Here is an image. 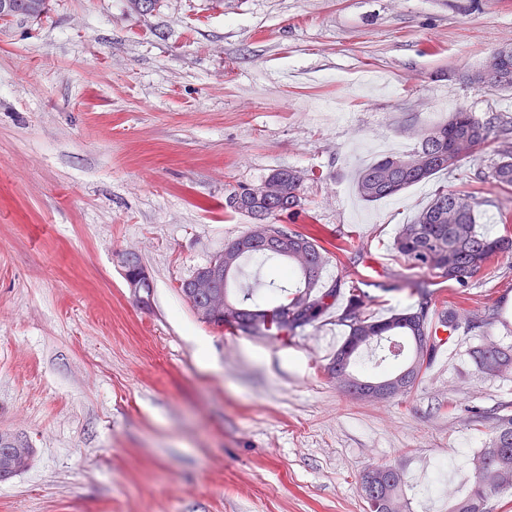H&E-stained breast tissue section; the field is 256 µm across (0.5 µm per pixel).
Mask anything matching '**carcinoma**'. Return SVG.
<instances>
[{"label": "carcinoma", "instance_id": "1", "mask_svg": "<svg viewBox=\"0 0 512 512\" xmlns=\"http://www.w3.org/2000/svg\"><path fill=\"white\" fill-rule=\"evenodd\" d=\"M50 0H0V20L5 25L37 23L47 16ZM505 77L487 86L489 90L512 89V50L506 49ZM512 134L489 118L478 119L474 113L459 107L448 120L426 126L415 134L416 147L406 154L382 157L357 176L356 191L365 201H379L399 194L406 188L426 181L436 174L451 172L463 162L472 160L482 144ZM491 178L499 185L512 187V145L503 148L494 163ZM305 175L295 169L273 171L262 183L273 189L268 195L251 192L240 185L224 198L225 208L250 219L251 231L244 236L245 250L224 251V267L230 268L229 279L220 275L213 279L212 291L226 293L228 318L213 320L205 314L200 321L214 327H230L247 336L286 342L307 326L318 321L343 294L342 281L336 280L327 288L319 287L330 251L312 233H304L276 223L284 214L293 216L303 209ZM475 196L451 190L436 189L433 198L409 224L399 228L394 249L403 257L410 270H425L441 278L467 286L484 265L499 256L512 255V236L491 238L477 227ZM263 257L278 262L279 281L272 283L277 300L260 305L248 294L237 297V282L244 261ZM421 301L415 306L398 309L386 318L368 315L370 296L356 289L348 292L341 320L349 328L347 337L336 350L329 370L336 384L357 399H366L363 382L352 367L358 356L373 347L383 348V358L396 364L376 381H388L403 372L409 379L403 388L391 392L394 399L411 393L429 369L440 345L432 329L440 328L452 339L461 324L475 329L500 315L498 308L488 314L463 307L457 302H442L431 310V298L418 289ZM469 355L476 368L494 377L512 374V346L493 341L472 348ZM34 457V449L21 437L7 439V448L0 451V480L24 472ZM474 481L467 492L448 501V512H485L486 502L512 488V416L501 415L493 429L487 447L469 457ZM389 477L380 485L379 512H404L403 487L405 473L392 464Z\"/></svg>", "mask_w": 512, "mask_h": 512}]
</instances>
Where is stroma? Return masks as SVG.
Instances as JSON below:
<instances>
[{"mask_svg":"<svg viewBox=\"0 0 512 512\" xmlns=\"http://www.w3.org/2000/svg\"><path fill=\"white\" fill-rule=\"evenodd\" d=\"M505 46L512 0H52L38 24H0V436L35 450L0 481V512H365L381 462L404 470L406 512H448L512 412V375L469 357L486 337L512 346V256L459 288L407 270L393 239L443 185L477 197L481 232H512V192L489 176L500 143L391 199L353 180L457 107L512 121V90L466 78ZM283 167L308 175L287 223L330 249L324 282L368 288L376 317L422 281L503 302L502 321L387 401L329 374L339 310L285 343L201 322L180 285L249 226L225 196Z\"/></svg>","mask_w":512,"mask_h":512,"instance_id":"1","label":"stroma"}]
</instances>
